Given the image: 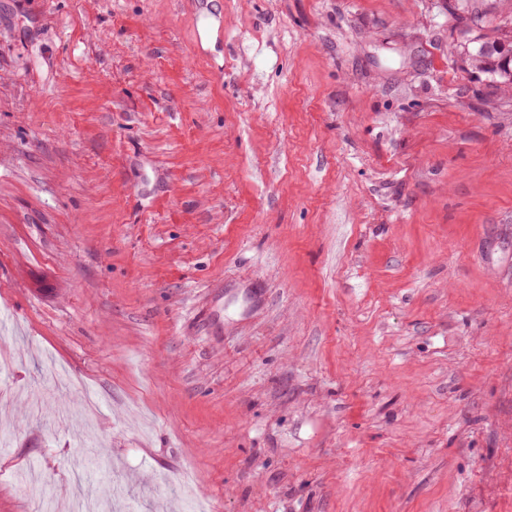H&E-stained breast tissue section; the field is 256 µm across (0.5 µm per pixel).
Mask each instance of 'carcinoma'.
Returning a JSON list of instances; mask_svg holds the SVG:
<instances>
[{
  "label": "carcinoma",
  "instance_id": "carcinoma-1",
  "mask_svg": "<svg viewBox=\"0 0 512 512\" xmlns=\"http://www.w3.org/2000/svg\"><path fill=\"white\" fill-rule=\"evenodd\" d=\"M463 11L459 16L460 40L456 45L455 63L462 71L483 81L489 87L512 88V61L507 53L512 51V20L497 26L495 34L483 32L482 12L466 4L458 5Z\"/></svg>",
  "mask_w": 512,
  "mask_h": 512
}]
</instances>
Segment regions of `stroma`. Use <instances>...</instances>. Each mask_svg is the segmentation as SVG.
Wrapping results in <instances>:
<instances>
[{"label": "stroma", "instance_id": "stroma-1", "mask_svg": "<svg viewBox=\"0 0 512 512\" xmlns=\"http://www.w3.org/2000/svg\"><path fill=\"white\" fill-rule=\"evenodd\" d=\"M454 2L0 0V512H512Z\"/></svg>", "mask_w": 512, "mask_h": 512}]
</instances>
